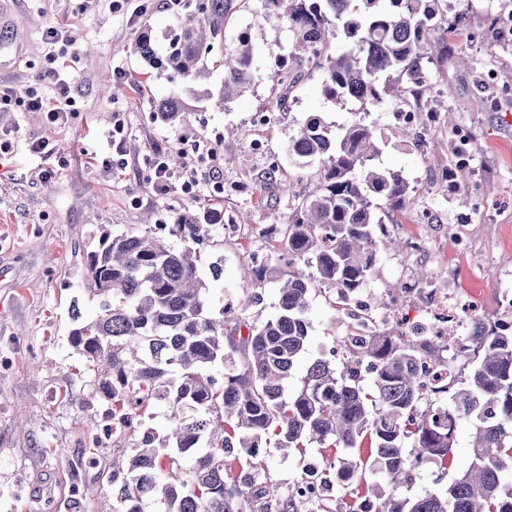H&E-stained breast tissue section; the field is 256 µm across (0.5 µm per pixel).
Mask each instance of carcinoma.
Listing matches in <instances>:
<instances>
[{
  "label": "carcinoma",
  "instance_id": "1",
  "mask_svg": "<svg viewBox=\"0 0 512 512\" xmlns=\"http://www.w3.org/2000/svg\"><path fill=\"white\" fill-rule=\"evenodd\" d=\"M267 12L292 34L288 67L273 78L284 90L293 73H322L325 98L354 99L366 110L383 100L417 92L423 62L448 50L433 41L434 20L448 22V0H263ZM235 0H195L193 10L160 48L146 36L135 50L170 81L182 84L223 75L218 104L228 105L250 83L259 50L248 31L224 46L226 20ZM341 42L331 53L328 44ZM186 104L178 94L155 102L154 112L174 121ZM380 135L360 118L332 130L320 117L300 124L288 154L318 164L314 189L294 197L288 223L271 225L265 236L277 250L313 269L295 273L278 288L275 316L257 324L245 318L224 328V310L203 301L207 290L191 246L206 232L193 220L172 224L184 240L174 249L149 231L103 233L88 255L87 290L101 313L86 322L77 315L70 341L89 366L101 371L98 389L115 416L131 415L140 438L112 452V494L117 512H353L344 490L372 502L376 512H512V335L478 324L472 356L452 374L450 385L427 392L421 367L443 360L446 347L428 336L375 333L336 363H312L291 393V372L309 339L312 294L325 287L354 293L367 285L378 244L396 246L385 219L403 212L414 186L401 171L375 165ZM473 170L458 162L457 149L443 173L448 190L477 189ZM251 263L240 288L263 279ZM227 363L222 379L209 374ZM158 402L171 408L164 435L145 426ZM469 421L475 430L467 469L443 494L402 497L412 455L448 464L454 433L448 419ZM345 448L329 455L334 491L304 508L292 488L269 474L271 450ZM191 457L189 469L181 465Z\"/></svg>",
  "mask_w": 512,
  "mask_h": 512
}]
</instances>
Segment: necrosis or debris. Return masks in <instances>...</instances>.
<instances>
[{
    "label": "necrosis or debris",
    "instance_id": "4bbe7bcc",
    "mask_svg": "<svg viewBox=\"0 0 512 512\" xmlns=\"http://www.w3.org/2000/svg\"><path fill=\"white\" fill-rule=\"evenodd\" d=\"M414 297L425 310L422 319L407 318L404 307L407 297ZM336 300L350 316V333L364 336L370 330L393 325L396 332L407 335L435 336L448 345L447 363L430 364L421 371V379L429 389L446 385L450 367L464 360L470 349L466 336L474 318L481 315L483 302L477 296H447L439 289L416 283H404L400 290L389 293L382 304L368 297H348L344 289H337Z\"/></svg>",
    "mask_w": 512,
    "mask_h": 512
}]
</instances>
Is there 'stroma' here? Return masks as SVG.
<instances>
[{
	"label": "stroma",
	"instance_id": "obj_1",
	"mask_svg": "<svg viewBox=\"0 0 512 512\" xmlns=\"http://www.w3.org/2000/svg\"><path fill=\"white\" fill-rule=\"evenodd\" d=\"M461 17L462 38L450 39L449 51L425 66L423 100L441 113L452 112L458 125L474 135L471 162L485 209L449 193L437 173L448 165L450 132L432 128L422 147L388 140L381 147L383 167L402 171L416 188L406 212L396 215L391 230L405 238L414 225L425 227L430 249L417 259L405 252L378 256L369 286L382 291L396 283L398 270L428 273L434 288L481 296L484 313L495 316L498 291L512 290V47L493 43L494 18L512 15V0H448ZM178 15L153 0L138 21L114 11L111 0H0V82L24 95L34 85L49 50L42 39L46 26L57 25L76 38L79 57L73 65L75 112L48 128L39 112H0V137L12 151L0 158V512H115L112 452L104 450L99 468L72 464L94 455L89 417L109 412L98 393V375L71 346L73 308L93 318L99 301L86 290V257L102 230L144 233L177 223L183 215L220 217L196 246L198 268L208 282L204 294L212 308H227L228 319L244 316L260 323L277 308V289L291 273L303 271L269 253L266 275L248 300L237 274L251 251L263 245L260 228L288 221L290 201L281 190L292 183L297 193L314 188L313 168L299 166L288 155V141L301 120L315 113L335 127L359 117V105L344 106L324 98L319 73H306L290 91L287 111L276 109L281 88L271 73L291 41L287 27L264 19L262 0H239L224 31L232 42L250 30L260 60L250 86L226 107L214 100H194L193 109L172 123L157 118L152 99L172 91L166 74L151 69L134 50L142 31L160 39ZM125 69L138 87L113 93L107 82L115 68ZM268 113L266 126L257 113ZM123 119V161L114 163L112 134ZM263 136L279 168L269 171L251 150ZM49 138L47 156L30 150L32 141ZM214 150L220 162L201 156ZM180 155L167 192H156L150 162L156 152ZM198 184L185 194L184 179ZM464 234L471 246L456 253L453 241ZM224 273L213 280L212 264ZM306 352L296 363L289 386L299 384L308 367L328 357L345 336L336 324L332 293L313 295ZM473 429L460 422L451 463L442 469L424 464L403 482L398 493L418 497L446 489L449 479L471 461ZM93 488L90 498L70 495L69 485Z\"/></svg>",
	"mask_w": 512,
	"mask_h": 512
}]
</instances>
